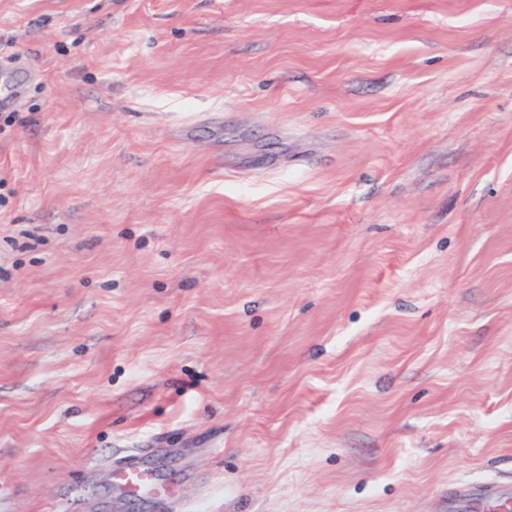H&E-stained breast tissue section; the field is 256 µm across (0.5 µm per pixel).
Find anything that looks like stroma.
Wrapping results in <instances>:
<instances>
[{
  "label": "stroma",
  "mask_w": 512,
  "mask_h": 512,
  "mask_svg": "<svg viewBox=\"0 0 512 512\" xmlns=\"http://www.w3.org/2000/svg\"><path fill=\"white\" fill-rule=\"evenodd\" d=\"M3 84L0 512L512 484V0H0ZM118 486L131 496L140 495L145 490H160L153 471L143 467L136 459H130L118 473Z\"/></svg>",
  "instance_id": "obj_1"
}]
</instances>
